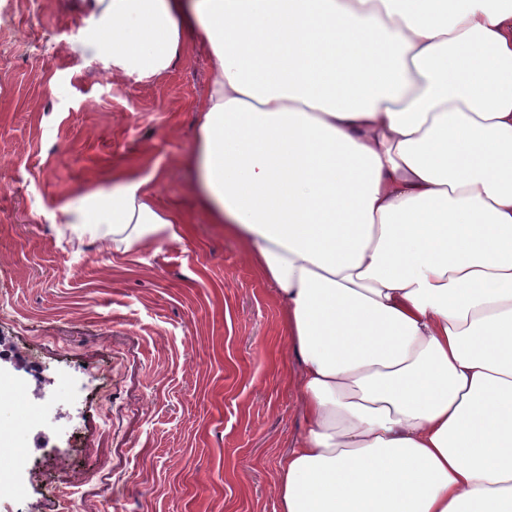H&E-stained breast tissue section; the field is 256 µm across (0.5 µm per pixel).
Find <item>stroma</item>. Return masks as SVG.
<instances>
[{
  "mask_svg": "<svg viewBox=\"0 0 512 512\" xmlns=\"http://www.w3.org/2000/svg\"><path fill=\"white\" fill-rule=\"evenodd\" d=\"M85 0H0V512H274L302 429L283 313L211 223L183 164L209 89L203 46L117 79ZM166 168L189 231L132 253L59 208L118 165Z\"/></svg>",
  "mask_w": 512,
  "mask_h": 512,
  "instance_id": "stroma-1",
  "label": "stroma"
}]
</instances>
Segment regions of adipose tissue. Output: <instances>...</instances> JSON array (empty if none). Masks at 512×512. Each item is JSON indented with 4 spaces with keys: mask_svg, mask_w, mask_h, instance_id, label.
Wrapping results in <instances>:
<instances>
[{
    "mask_svg": "<svg viewBox=\"0 0 512 512\" xmlns=\"http://www.w3.org/2000/svg\"><path fill=\"white\" fill-rule=\"evenodd\" d=\"M83 41L211 83L186 164L284 314L304 427L275 512H512V0H86ZM166 173L59 208L180 241Z\"/></svg>",
    "mask_w": 512,
    "mask_h": 512,
    "instance_id": "ef3b65f1",
    "label": "adipose tissue"
}]
</instances>
